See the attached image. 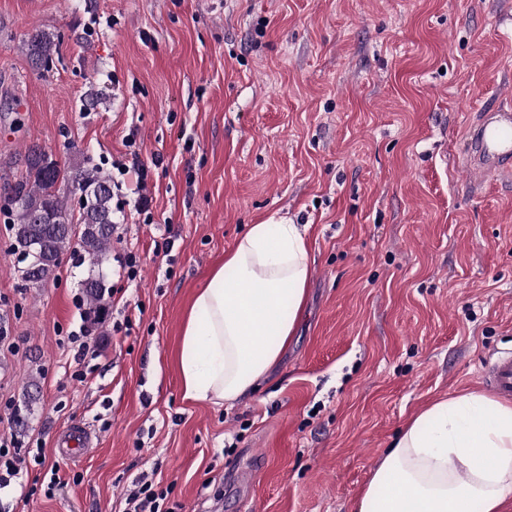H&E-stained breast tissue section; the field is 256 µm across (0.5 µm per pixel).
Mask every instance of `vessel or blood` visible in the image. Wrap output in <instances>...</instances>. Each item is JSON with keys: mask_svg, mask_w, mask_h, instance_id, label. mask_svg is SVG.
Here are the masks:
<instances>
[{"mask_svg": "<svg viewBox=\"0 0 512 512\" xmlns=\"http://www.w3.org/2000/svg\"><path fill=\"white\" fill-rule=\"evenodd\" d=\"M466 161L479 180L512 172V111L481 113L469 138ZM481 377L495 396L512 400V353L486 360Z\"/></svg>", "mask_w": 512, "mask_h": 512, "instance_id": "vessel-or-blood-1", "label": "vessel or blood"}]
</instances>
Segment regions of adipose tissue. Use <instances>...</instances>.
<instances>
[{
  "instance_id": "obj_1",
  "label": "adipose tissue",
  "mask_w": 512,
  "mask_h": 512,
  "mask_svg": "<svg viewBox=\"0 0 512 512\" xmlns=\"http://www.w3.org/2000/svg\"><path fill=\"white\" fill-rule=\"evenodd\" d=\"M311 276L299 225H251L194 295L177 365L186 399L216 405L266 381L294 335ZM357 512H512V405L439 400L398 435Z\"/></svg>"
}]
</instances>
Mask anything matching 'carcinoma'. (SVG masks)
Listing matches in <instances>:
<instances>
[{"mask_svg":"<svg viewBox=\"0 0 512 512\" xmlns=\"http://www.w3.org/2000/svg\"><path fill=\"white\" fill-rule=\"evenodd\" d=\"M21 50L34 71L40 73L53 65L59 54V38L33 28L21 42ZM26 175L8 182L17 203L0 208L17 251L38 254L29 265L21 258L17 268L20 279L30 288H42L55 278L63 256L69 254L88 265L80 286L87 313L98 314L108 293L103 265L112 253L116 210L112 208L110 179L96 168L78 166L69 172L39 148L28 150ZM66 182L71 192L80 193L79 215H74L58 183Z\"/></svg>","mask_w":512,"mask_h":512,"instance_id":"carcinoma-1","label":"carcinoma"}]
</instances>
